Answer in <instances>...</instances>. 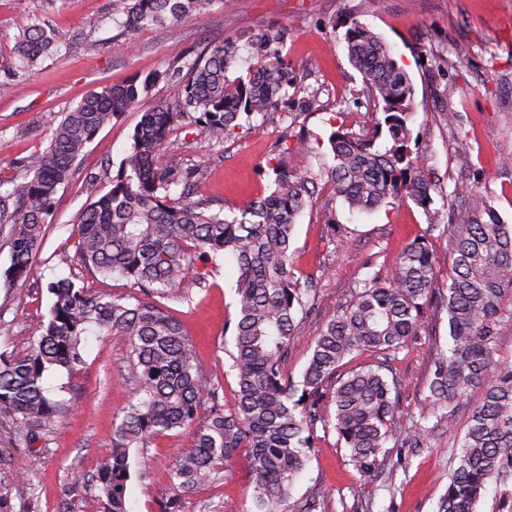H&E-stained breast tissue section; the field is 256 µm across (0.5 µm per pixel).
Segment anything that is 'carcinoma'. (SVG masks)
Returning a JSON list of instances; mask_svg holds the SVG:
<instances>
[{
    "label": "carcinoma",
    "mask_w": 512,
    "mask_h": 512,
    "mask_svg": "<svg viewBox=\"0 0 512 512\" xmlns=\"http://www.w3.org/2000/svg\"><path fill=\"white\" fill-rule=\"evenodd\" d=\"M216 0H112V15L129 32L164 29L209 9ZM285 28L272 26L245 46L226 39L164 72L134 76L85 94L64 113L43 152L23 164V182L11 189L0 181V224H10L11 264L5 282L27 279L41 249L43 228L56 196L70 181L87 146L112 120L141 106L161 81L177 87L160 104L146 108L133 129L129 155L108 189L79 213L77 263L90 274L124 277L135 294L122 301L93 294L68 277L48 284L50 319L38 342L22 354L0 353V418L32 443L49 434L67 412L44 386L49 372L73 374L83 363L85 336L94 328L128 346V379L138 399L112 429V452L92 476L104 512H128L130 449L154 438L194 428L192 447L170 470L184 493L223 477L224 463L245 450L250 458L257 512H280L321 436L334 430L358 474L371 478L396 464L386 444L419 448L430 428L399 412L400 382L390 362L417 340L428 308L435 321L447 319L446 347H436L428 400L437 419L453 426L457 404L483 390L457 449L447 491L437 512H478L491 484L499 488L498 512H512V363L495 359L499 329L512 324V224L486 195L469 184L455 185L464 201L448 212V223L428 231L448 234L451 274L446 291L433 299L434 262L427 239L410 243L387 281L363 282L342 312L311 340L301 380L284 379L282 367L299 337L302 320L314 310L315 290L300 285L292 267L297 219L311 203L312 177L292 174L280 163L268 196L232 217L185 200L203 169L165 167L164 150L175 149L174 132L191 127L216 146L238 134L252 117L275 112L296 88L301 63L282 56ZM350 64L370 86L373 124L356 134L338 129L328 137L334 165L323 172L333 193L350 210L371 212L388 200L408 198L435 215L441 193L418 163L413 141L414 87L390 47L358 23L344 34ZM58 41L44 21L18 37L15 72L0 93L22 83ZM249 68L230 78L243 61ZM235 261L236 320L230 352L238 390L236 404L219 403V387L198 367L180 322L160 300L185 282L205 283L202 269L218 258ZM378 360L336 381L330 392L334 414L321 411L323 385L355 352ZM207 420L196 425L201 411Z\"/></svg>",
    "instance_id": "cac0c4a2"
}]
</instances>
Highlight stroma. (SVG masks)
Wrapping results in <instances>:
<instances>
[{
  "label": "stroma",
  "mask_w": 512,
  "mask_h": 512,
  "mask_svg": "<svg viewBox=\"0 0 512 512\" xmlns=\"http://www.w3.org/2000/svg\"><path fill=\"white\" fill-rule=\"evenodd\" d=\"M51 22L61 37L16 92L0 96V180H20L22 162L44 150L63 112L89 90L127 81L174 65L185 50H202L227 38L247 39L270 25L287 28L283 55L306 64L302 86L315 101L299 108L289 101L280 111L255 116L250 128L213 147L196 130H178L180 148L160 161L187 167L201 163L191 198L233 214L268 195V159H281L289 172L315 176L331 166L327 137L344 127L359 133L371 125V101L362 75L348 61L346 24L368 27L387 42L414 88L412 128L419 135L421 165L439 176L445 192L465 182L487 195L512 224V0H224L223 4L159 30L150 26L122 35L112 18L111 0H0V82L9 77L15 38L36 20ZM468 48L465 57L456 45ZM454 86L443 99L445 86ZM457 115L448 121L447 112ZM140 119L132 109L105 127L76 163L71 181L58 194L53 216L32 274L6 285L11 227L0 224V351H23L44 333L52 296L47 288L60 277L72 278L99 294L129 295L125 279L91 277L74 263L75 223L90 202V177L107 189L105 165L119 166L130 149ZM307 148H297L299 138ZM335 211L346 229L342 241L327 234L323 215ZM430 222L409 200H395L368 213L350 214L327 183H318L312 203L299 218L293 240V267L299 281L317 286L316 305L301 327V337L283 368L299 381L310 356L309 342L359 290L362 280L387 278L394 262ZM237 267L222 262L207 273L209 290L190 287L188 299L171 298L165 308L183 324L202 368L216 377L225 408H233L236 378L227 354L234 319L233 285ZM434 337L419 336L400 351L392 366L401 379L400 413L419 414L427 394ZM127 345L111 336L89 333L81 369L50 375V398L66 401L68 413L47 439L36 442L41 463L23 489L30 449L15 445L8 423H0V512H104L90 479L111 452L112 426L136 399L126 378ZM482 399L474 390L456 412L455 427L439 423L423 448L406 454L407 468L392 484L360 477L348 463L336 432L319 441L296 480L286 512L311 492L321 495L319 512L374 500V512H435L448 486V471L460 431ZM194 435L180 431L160 436L131 453L128 512H163L180 496L168 471L179 449ZM254 484L249 459L238 453L224 467L221 481L197 489L186 512H249Z\"/></svg>",
  "instance_id": "35a3bbf8"
}]
</instances>
